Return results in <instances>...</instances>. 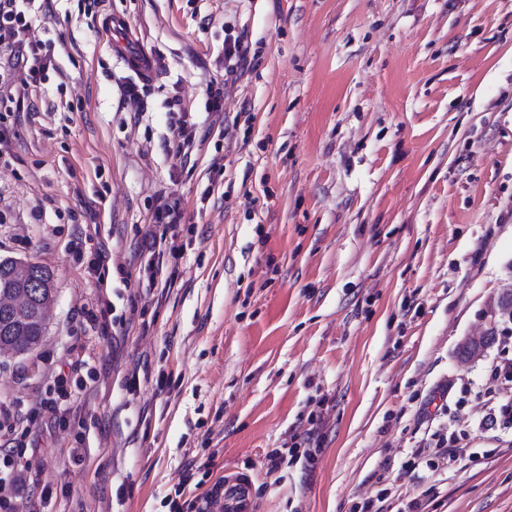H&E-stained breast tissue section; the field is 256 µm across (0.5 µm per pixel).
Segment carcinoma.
Instances as JSON below:
<instances>
[{"label": "carcinoma", "instance_id": "obj_1", "mask_svg": "<svg viewBox=\"0 0 512 512\" xmlns=\"http://www.w3.org/2000/svg\"><path fill=\"white\" fill-rule=\"evenodd\" d=\"M54 275L45 266L0 257V298L22 303H0V354L34 352L45 333V311L54 300Z\"/></svg>", "mask_w": 512, "mask_h": 512}]
</instances>
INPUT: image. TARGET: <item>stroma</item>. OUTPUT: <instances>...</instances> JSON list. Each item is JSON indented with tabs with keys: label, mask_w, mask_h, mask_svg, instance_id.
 Returning <instances> with one entry per match:
<instances>
[{
	"label": "stroma",
	"mask_w": 512,
	"mask_h": 512,
	"mask_svg": "<svg viewBox=\"0 0 512 512\" xmlns=\"http://www.w3.org/2000/svg\"><path fill=\"white\" fill-rule=\"evenodd\" d=\"M107 13L154 80L102 43ZM239 34L258 63L230 76ZM34 35L58 69L34 109L0 112V257L50 268L56 296L40 347L0 355V409L35 418L44 512H166L229 469L256 512H361L384 489L388 512H512V427L487 425L512 402L489 380L512 358V0H53ZM163 196L183 222L160 290ZM60 370L84 388L58 421ZM313 414L314 467L267 474ZM451 431L465 453L427 468ZM100 37L107 40L112 46V37L115 32H124L126 38L117 45V52L125 65L135 72L141 79L149 81L153 77V65L150 56L138 45L135 35L132 33L129 23L124 19L112 15L104 18L100 26ZM166 243V235L164 233L161 234L159 240L157 239L156 235L150 233L149 234V243L148 247L146 249H149V253L151 254V257L153 258V262L151 265V274L149 277V283L152 287H154L159 282L164 281V287L166 288L167 285L170 287L173 279L171 277V273H168V266L164 262V255L166 248L163 250V244ZM157 257V261L155 258Z\"/></svg>",
	"instance_id": "stroma-1"
}]
</instances>
